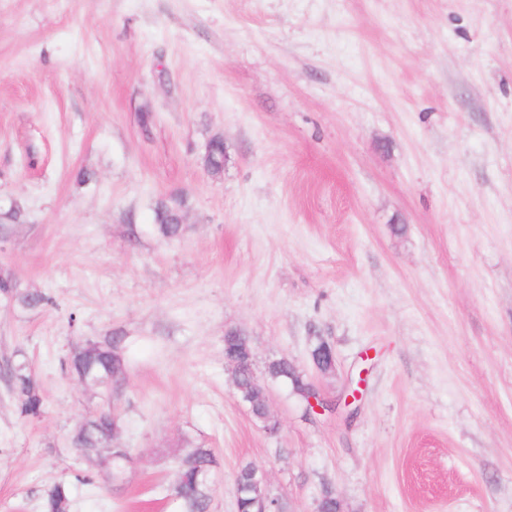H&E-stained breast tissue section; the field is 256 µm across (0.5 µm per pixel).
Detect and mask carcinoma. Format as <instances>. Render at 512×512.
I'll use <instances>...</instances> for the list:
<instances>
[{"label": "carcinoma", "mask_w": 512, "mask_h": 512, "mask_svg": "<svg viewBox=\"0 0 512 512\" xmlns=\"http://www.w3.org/2000/svg\"><path fill=\"white\" fill-rule=\"evenodd\" d=\"M158 232L167 239L183 236L184 226L174 223L160 207H155ZM122 338L114 336L103 342H94L68 360L69 370L76 376L95 380V387L103 390L117 388L124 379L126 361L121 351ZM224 356L234 363L245 356V348L236 336L224 337ZM265 373L272 380L291 384L293 391L303 397L309 383L296 372L285 358L275 359L266 365ZM234 383L241 400L250 403L258 391L246 371L234 372ZM14 386L18 394V410L24 417H36L42 407V398L33 378L22 364L15 369ZM121 427L118 414L107 410L91 419L73 437L81 456L107 482L124 480L131 455L126 448H111L109 443ZM215 455L210 448H187L178 463L177 494L184 512H209L211 505L212 469ZM257 467L247 463L239 468L234 480L237 512H254ZM43 512H72L70 488L63 482L53 484L42 503Z\"/></svg>", "instance_id": "cac0c4a2"}]
</instances>
